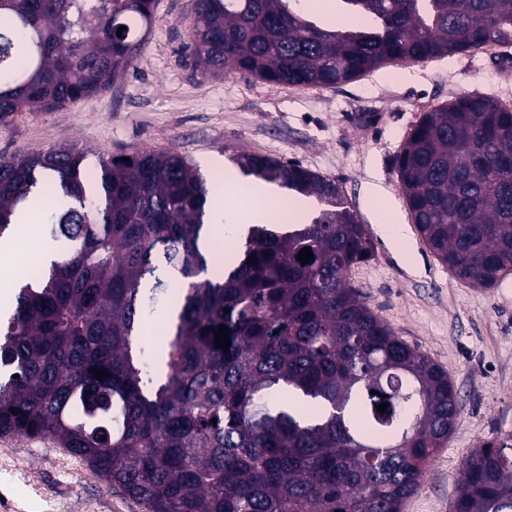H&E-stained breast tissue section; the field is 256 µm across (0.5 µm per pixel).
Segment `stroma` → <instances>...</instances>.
I'll use <instances>...</instances> for the list:
<instances>
[{
    "mask_svg": "<svg viewBox=\"0 0 512 512\" xmlns=\"http://www.w3.org/2000/svg\"><path fill=\"white\" fill-rule=\"evenodd\" d=\"M196 0H156V20L134 65L102 93L52 111L25 109L0 125V157L74 144L99 161L137 148L175 151L208 181L248 151L296 161L336 180L375 251L348 279L410 346L448 373L460 413L447 448L402 512H448L471 448L512 437V271L491 288L458 280L412 221L394 166L423 113L464 93L512 105V46L423 64L394 62L353 82L301 88L236 73H204L192 55ZM391 199L402 245L380 231L370 201ZM0 512H144L94 478L56 441L0 450Z\"/></svg>",
    "mask_w": 512,
    "mask_h": 512,
    "instance_id": "1",
    "label": "stroma"
}]
</instances>
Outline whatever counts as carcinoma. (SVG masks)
Segmentation results:
<instances>
[{
	"label": "carcinoma",
	"mask_w": 512,
	"mask_h": 512,
	"mask_svg": "<svg viewBox=\"0 0 512 512\" xmlns=\"http://www.w3.org/2000/svg\"><path fill=\"white\" fill-rule=\"evenodd\" d=\"M340 2L380 28H329L299 0H196L194 58L214 75L334 87L393 61L512 45V0ZM154 9L0 0V123L103 92L133 66ZM85 157L0 158V242L32 193L55 199L41 229L54 259L16 281L0 315V435L56 438L145 512H401L459 401L348 281L374 246L339 183L235 154L243 175L324 209L285 231L248 227L227 264L201 246L209 189L187 157L135 149L100 160L92 184ZM396 168L414 224L458 279L491 288L512 269V108L475 93L424 113ZM216 266L224 275L207 277ZM172 293L159 379L138 338ZM508 448L470 450L451 512H512Z\"/></svg>",
	"instance_id": "1"
}]
</instances>
